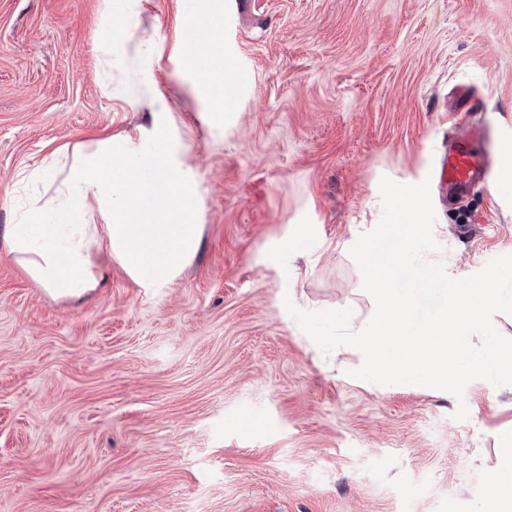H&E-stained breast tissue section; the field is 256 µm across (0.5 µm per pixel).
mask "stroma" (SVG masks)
Segmentation results:
<instances>
[{
  "mask_svg": "<svg viewBox=\"0 0 512 512\" xmlns=\"http://www.w3.org/2000/svg\"><path fill=\"white\" fill-rule=\"evenodd\" d=\"M115 8L0 0V512H479L512 388L353 378L361 353L323 352L284 302L366 325L349 249L383 216L382 178L437 176L455 87L500 165L512 0H224V55L251 77L220 131L181 0ZM159 96L199 183L197 253L161 288L103 256L98 288L50 294L7 253L22 172L150 126ZM431 198L427 261L463 278L512 254V186Z\"/></svg>",
  "mask_w": 512,
  "mask_h": 512,
  "instance_id": "obj_1",
  "label": "stroma"
}]
</instances>
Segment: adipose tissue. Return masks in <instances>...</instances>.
Wrapping results in <instances>:
<instances>
[{
    "instance_id": "1",
    "label": "adipose tissue",
    "mask_w": 512,
    "mask_h": 512,
    "mask_svg": "<svg viewBox=\"0 0 512 512\" xmlns=\"http://www.w3.org/2000/svg\"><path fill=\"white\" fill-rule=\"evenodd\" d=\"M199 2L204 40L189 65L205 76V118L220 128L236 92L224 80V2ZM183 155L182 143L158 120L87 150H54L31 171L49 178L54 193L20 211L6 236L9 254L59 297L82 295L103 282L101 254L143 286L171 282L200 243L198 188Z\"/></svg>"
}]
</instances>
